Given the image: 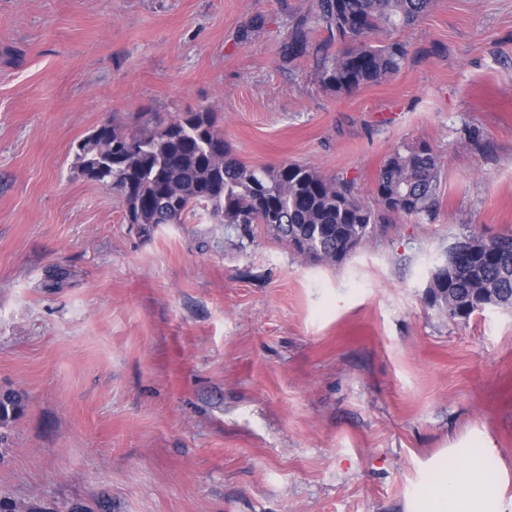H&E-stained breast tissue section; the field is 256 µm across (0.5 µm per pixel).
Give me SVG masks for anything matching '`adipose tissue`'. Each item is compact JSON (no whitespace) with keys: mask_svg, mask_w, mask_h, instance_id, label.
Instances as JSON below:
<instances>
[{"mask_svg":"<svg viewBox=\"0 0 512 512\" xmlns=\"http://www.w3.org/2000/svg\"><path fill=\"white\" fill-rule=\"evenodd\" d=\"M409 512H512V470L496 449L447 448Z\"/></svg>","mask_w":512,"mask_h":512,"instance_id":"obj_1","label":"adipose tissue"}]
</instances>
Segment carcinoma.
<instances>
[{
  "instance_id": "carcinoma-1",
  "label": "carcinoma",
  "mask_w": 512,
  "mask_h": 512,
  "mask_svg": "<svg viewBox=\"0 0 512 512\" xmlns=\"http://www.w3.org/2000/svg\"><path fill=\"white\" fill-rule=\"evenodd\" d=\"M434 0H315L310 17L295 25L285 46L295 59L312 46L309 34L326 33L317 46L344 45L316 61L315 77L326 91L350 93L378 84L398 72L406 56L403 44L383 43L377 36L414 25ZM81 174L117 189L144 225L178 224L202 208L216 224L250 234L254 224L314 261L331 259L351 240H361L376 215L347 181L329 179L312 168L293 163L256 169L240 162L224 141L214 113L185 112L169 123L148 114L133 128L115 123L99 126L77 153ZM439 158L425 142L406 144L384 161L376 178L375 198L387 211L418 218L430 217L438 199ZM482 288L491 303L512 308V234L498 235L491 254L456 262L455 247L433 272L427 296L448 313ZM25 406L15 390L0 393L2 429Z\"/></svg>"
}]
</instances>
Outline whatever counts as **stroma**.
I'll list each match as a JSON object with an SVG mask.
<instances>
[{
	"mask_svg": "<svg viewBox=\"0 0 512 512\" xmlns=\"http://www.w3.org/2000/svg\"><path fill=\"white\" fill-rule=\"evenodd\" d=\"M315 0H0V390L24 394L0 499L44 512H407L431 459L512 467V309L452 322L431 272L512 232V0H436L400 71L336 95L284 45ZM215 112L235 157L375 181L440 160L433 219L339 264L186 216L127 223L83 177L108 120Z\"/></svg>",
	"mask_w": 512,
	"mask_h": 512,
	"instance_id": "1",
	"label": "stroma"
}]
</instances>
